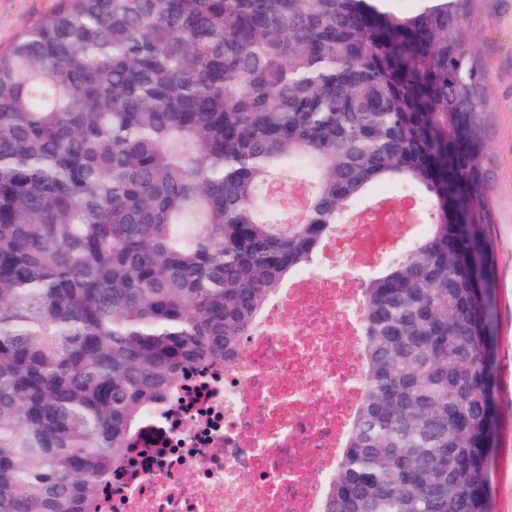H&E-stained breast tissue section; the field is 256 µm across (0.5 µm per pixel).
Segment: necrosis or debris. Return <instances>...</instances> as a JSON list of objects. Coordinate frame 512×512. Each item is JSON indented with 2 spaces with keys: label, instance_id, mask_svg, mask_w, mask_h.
Masks as SVG:
<instances>
[{
  "label": "necrosis or debris",
  "instance_id": "1",
  "mask_svg": "<svg viewBox=\"0 0 512 512\" xmlns=\"http://www.w3.org/2000/svg\"><path fill=\"white\" fill-rule=\"evenodd\" d=\"M337 255L277 289L233 362L188 376L147 415L105 512H321L358 398L360 289L352 248L381 259L406 237L390 221L338 226Z\"/></svg>",
  "mask_w": 512,
  "mask_h": 512
}]
</instances>
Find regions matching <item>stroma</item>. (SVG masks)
<instances>
[{
    "instance_id": "35a3bbf8",
    "label": "stroma",
    "mask_w": 512,
    "mask_h": 512,
    "mask_svg": "<svg viewBox=\"0 0 512 512\" xmlns=\"http://www.w3.org/2000/svg\"><path fill=\"white\" fill-rule=\"evenodd\" d=\"M59 0H0V50ZM475 65L487 75L485 139L497 237L496 433L490 512H512V0H473L466 19Z\"/></svg>"
}]
</instances>
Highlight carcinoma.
Returning <instances> with one entry per match:
<instances>
[{"mask_svg": "<svg viewBox=\"0 0 512 512\" xmlns=\"http://www.w3.org/2000/svg\"><path fill=\"white\" fill-rule=\"evenodd\" d=\"M400 2L60 0L0 53V512H102L147 414L382 182L436 209L365 283L322 510L488 512L485 75L472 0ZM290 165L284 224L260 194Z\"/></svg>", "mask_w": 512, "mask_h": 512, "instance_id": "obj_1", "label": "carcinoma"}]
</instances>
